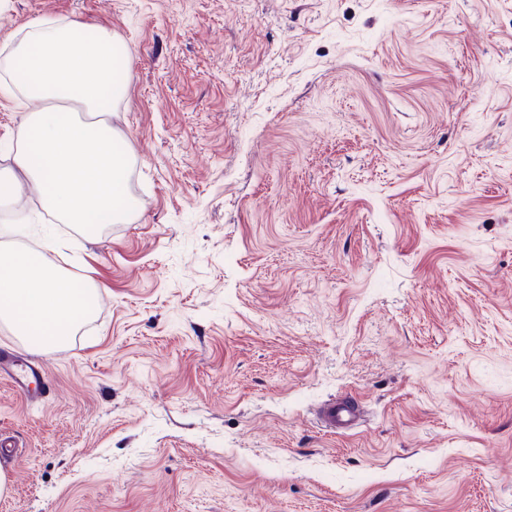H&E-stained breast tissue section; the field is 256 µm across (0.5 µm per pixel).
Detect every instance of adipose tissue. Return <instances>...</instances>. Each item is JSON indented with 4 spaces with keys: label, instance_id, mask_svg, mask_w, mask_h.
Instances as JSON below:
<instances>
[{
    "label": "adipose tissue",
    "instance_id": "adipose-tissue-1",
    "mask_svg": "<svg viewBox=\"0 0 512 512\" xmlns=\"http://www.w3.org/2000/svg\"><path fill=\"white\" fill-rule=\"evenodd\" d=\"M120 44L106 27L34 20L14 53L26 78L10 96L41 107L26 113L14 168L4 180L16 190L25 179L42 186L45 210L90 233L132 213L126 193L131 153L110 121L119 101L113 49ZM0 268L9 273L0 281V318L42 348L65 342L89 309L84 289L31 252L0 249Z\"/></svg>",
    "mask_w": 512,
    "mask_h": 512
}]
</instances>
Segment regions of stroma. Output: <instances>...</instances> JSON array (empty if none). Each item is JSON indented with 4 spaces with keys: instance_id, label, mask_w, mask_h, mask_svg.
Returning a JSON list of instances; mask_svg holds the SVG:
<instances>
[{
    "instance_id": "obj_1",
    "label": "stroma",
    "mask_w": 512,
    "mask_h": 512,
    "mask_svg": "<svg viewBox=\"0 0 512 512\" xmlns=\"http://www.w3.org/2000/svg\"><path fill=\"white\" fill-rule=\"evenodd\" d=\"M36 19L122 39L134 209L0 202L100 302L0 324L52 381L0 380V512H512V0H0V84ZM361 420L359 404L342 399L324 406L319 415L321 426L331 432L342 434L355 428Z\"/></svg>"
}]
</instances>
